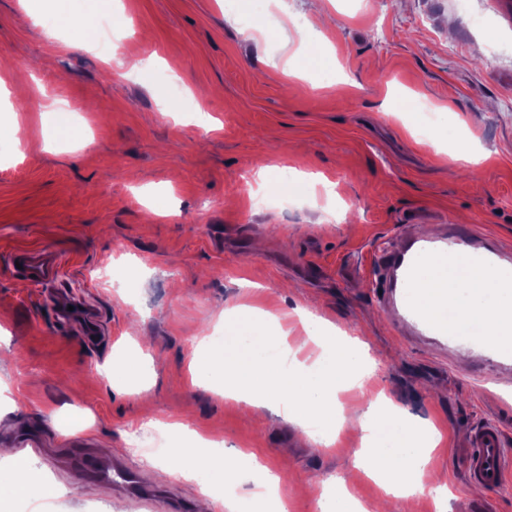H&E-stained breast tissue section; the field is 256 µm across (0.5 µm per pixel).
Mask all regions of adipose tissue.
<instances>
[{"instance_id": "adipose-tissue-1", "label": "adipose tissue", "mask_w": 512, "mask_h": 512, "mask_svg": "<svg viewBox=\"0 0 512 512\" xmlns=\"http://www.w3.org/2000/svg\"><path fill=\"white\" fill-rule=\"evenodd\" d=\"M278 323L273 313L239 307L235 317L225 319L222 341L205 342L195 380L223 386L224 399L230 403L278 407L285 421L297 424L305 435L327 447L335 444L343 430H358L362 446L355 457L369 479L385 494L409 501L432 493L437 512H445L447 488L427 468L432 450L441 441L434 425H406L394 410L378 416V406L389 403L385 396L368 403L354 397L371 369L365 351L338 334L335 325L302 315L304 334L292 341ZM459 323L492 344L512 336V318L485 314L479 303L462 309ZM310 347L317 350L315 358L301 360V353ZM178 454L180 474L201 478L208 488L231 487L240 475H248L255 499L273 502L276 512H286L277 499L278 475L253 455L212 453L187 440Z\"/></svg>"}]
</instances>
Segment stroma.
Returning a JSON list of instances; mask_svg holds the SVG:
<instances>
[{
    "label": "stroma",
    "instance_id": "obj_1",
    "mask_svg": "<svg viewBox=\"0 0 512 512\" xmlns=\"http://www.w3.org/2000/svg\"><path fill=\"white\" fill-rule=\"evenodd\" d=\"M71 2L61 24L46 0H0V55L14 62L0 94V446L38 441L22 458L57 490L41 512H139L68 476L55 451L80 434L142 475L173 454L176 422L280 474L288 512H320L310 475L343 480L364 506L381 499L356 466L357 431L321 451L276 408L195 384L199 342L242 304L291 329L311 313L365 343L377 369L361 396L442 431L428 467L447 512H478L482 498L512 512V484L485 495L464 473L478 427L512 441V380L396 332L368 267L377 239L462 220L512 247V0ZM104 18L122 34L111 60L90 37ZM74 23L89 37L67 51ZM313 51L338 67L288 80L286 62L308 66ZM197 95L210 127L188 119ZM439 102L453 107L443 123L415 109ZM462 147L476 163L452 164ZM270 164L317 183L250 190ZM24 245L68 258L56 305L11 270ZM76 298L97 312L93 341L53 321ZM120 347L151 359L145 386L113 384Z\"/></svg>",
    "mask_w": 512,
    "mask_h": 512
}]
</instances>
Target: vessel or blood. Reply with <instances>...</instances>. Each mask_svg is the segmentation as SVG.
I'll list each match as a JSON object with an SVG mask.
<instances>
[{"label": "vessel or blood", "mask_w": 512, "mask_h": 512, "mask_svg": "<svg viewBox=\"0 0 512 512\" xmlns=\"http://www.w3.org/2000/svg\"><path fill=\"white\" fill-rule=\"evenodd\" d=\"M372 254L375 302L389 310L397 326L412 328L430 339L437 349L485 350L498 368H512V345L491 346L477 332L461 328L458 308L449 306L447 296L438 289L424 285L430 274H443L480 282L491 298L512 295V250L476 228L443 224L429 238L406 235L404 245L395 249L387 242H377ZM10 260L20 264L25 280L38 289L55 286L66 267L63 255L36 245L16 248ZM57 317L64 324L83 322L88 335L97 332L96 313L83 302H74L72 309L58 311ZM68 445L70 466L79 479L128 491L140 505H152L153 494L137 486L133 471L126 464L86 448L76 436L70 438ZM466 476L471 485L485 492L499 490L512 477V449L497 424L489 422L473 432Z\"/></svg>", "instance_id": "vessel-or-blood-1"}]
</instances>
